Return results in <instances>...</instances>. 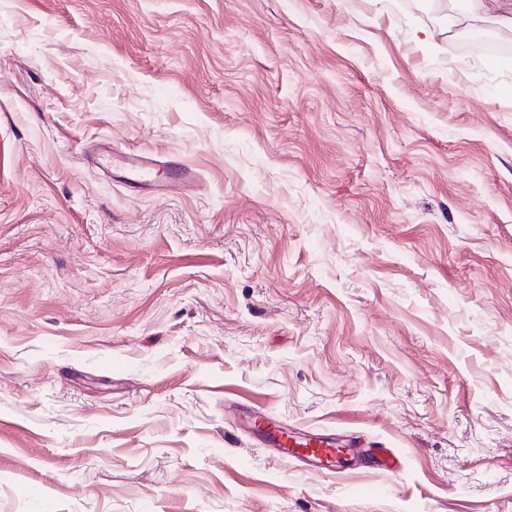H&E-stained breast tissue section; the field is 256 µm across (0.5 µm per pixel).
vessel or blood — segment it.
<instances>
[{
	"instance_id": "vessel-or-blood-1",
	"label": "vessel or blood",
	"mask_w": 512,
	"mask_h": 512,
	"mask_svg": "<svg viewBox=\"0 0 512 512\" xmlns=\"http://www.w3.org/2000/svg\"><path fill=\"white\" fill-rule=\"evenodd\" d=\"M251 424L260 432L263 441L277 448L281 458L303 462L312 471H335L347 458L363 463L387 466L391 451L387 448H356L336 445L329 439L307 438L266 420L261 409L248 413Z\"/></svg>"
}]
</instances>
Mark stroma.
Masks as SVG:
<instances>
[{"instance_id":"1","label":"stroma","mask_w":512,"mask_h":512,"mask_svg":"<svg viewBox=\"0 0 512 512\" xmlns=\"http://www.w3.org/2000/svg\"><path fill=\"white\" fill-rule=\"evenodd\" d=\"M452 6L0 0V512H512V64ZM249 421L260 432L262 440L277 448L279 456L289 461H301L311 471H336L343 466L348 456L362 463H373L386 467L390 460V448H356L352 445L337 446L336 440L307 438L292 433L266 420L260 408L247 412Z\"/></svg>"}]
</instances>
